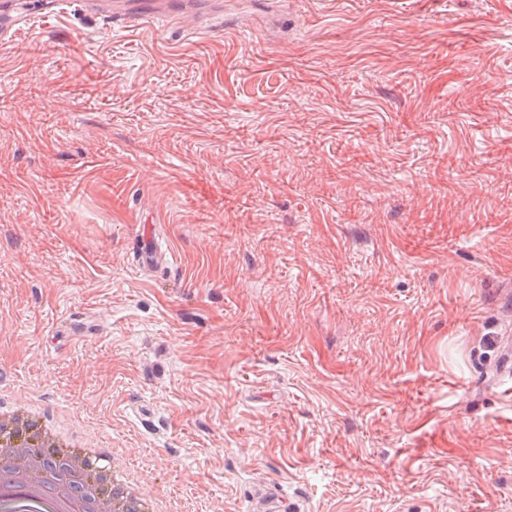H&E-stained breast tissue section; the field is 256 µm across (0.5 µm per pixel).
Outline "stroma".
<instances>
[{
  "label": "stroma",
  "mask_w": 512,
  "mask_h": 512,
  "mask_svg": "<svg viewBox=\"0 0 512 512\" xmlns=\"http://www.w3.org/2000/svg\"><path fill=\"white\" fill-rule=\"evenodd\" d=\"M0 44V414L178 512H512V0H223Z\"/></svg>",
  "instance_id": "35a3bbf8"
}]
</instances>
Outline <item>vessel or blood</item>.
Segmentation results:
<instances>
[{
    "label": "vessel or blood",
    "instance_id": "vessel-or-blood-1",
    "mask_svg": "<svg viewBox=\"0 0 512 512\" xmlns=\"http://www.w3.org/2000/svg\"><path fill=\"white\" fill-rule=\"evenodd\" d=\"M70 3L82 11L99 12L109 24L129 28H154L165 23L191 29L201 26V13L191 0H0V40L16 33L23 14L38 17L50 8L62 11Z\"/></svg>",
    "mask_w": 512,
    "mask_h": 512
}]
</instances>
